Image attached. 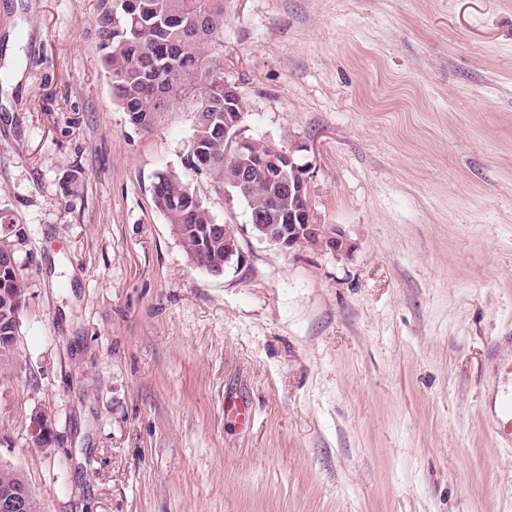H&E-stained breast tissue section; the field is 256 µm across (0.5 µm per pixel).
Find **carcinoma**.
Listing matches in <instances>:
<instances>
[{
  "instance_id": "cac0c4a2",
  "label": "carcinoma",
  "mask_w": 512,
  "mask_h": 512,
  "mask_svg": "<svg viewBox=\"0 0 512 512\" xmlns=\"http://www.w3.org/2000/svg\"><path fill=\"white\" fill-rule=\"evenodd\" d=\"M104 69L112 92L131 123L150 128L176 102L194 101L196 118L187 165L228 183L235 144L224 139V120L213 113L243 112L245 98L224 101L223 59L213 55L224 28V0H115L100 18ZM152 198L175 229L188 261L213 276L224 275V233L210 237L208 207L183 177L161 171ZM27 278L21 267L0 269V293L13 312L26 309ZM24 482L22 473L0 465V492Z\"/></svg>"
}]
</instances>
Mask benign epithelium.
<instances>
[{
	"mask_svg": "<svg viewBox=\"0 0 512 512\" xmlns=\"http://www.w3.org/2000/svg\"><path fill=\"white\" fill-rule=\"evenodd\" d=\"M243 118L242 112L224 113V134H232V138L237 141V154L250 155V160L236 169L232 182L245 196L252 191H260L262 186L253 177V172L259 170L268 178V191L274 195L273 209L251 215V228L255 236L288 252L315 242L337 254L350 251L351 244L348 240L338 232L329 231L325 225L314 223L312 213H288V198L303 194L304 188L308 186V164L299 162L295 150L286 146L270 154L253 155L255 140L240 136L239 125ZM275 219H282L288 225L279 235L271 236L267 233L266 225ZM235 233L236 228L233 225H224V241L227 246L224 264L230 267H239L246 262V255L241 250ZM28 244L29 240L19 230L18 225L0 226V259L16 262L15 254ZM0 512H28V495L25 490L16 488L1 493Z\"/></svg>",
	"mask_w": 512,
	"mask_h": 512,
	"instance_id": "obj_1",
	"label": "benign epithelium"
}]
</instances>
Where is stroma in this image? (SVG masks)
<instances>
[{
  "instance_id": "35a3bbf8",
  "label": "stroma",
  "mask_w": 512,
  "mask_h": 512,
  "mask_svg": "<svg viewBox=\"0 0 512 512\" xmlns=\"http://www.w3.org/2000/svg\"><path fill=\"white\" fill-rule=\"evenodd\" d=\"M113 5L0 0V210L35 230L0 463L45 512H512V0H224L241 132L298 147L343 255L259 241L185 166L190 102L130 123ZM166 169L245 265L189 263ZM494 422V433L499 439L512 444V395L499 402Z\"/></svg>"
}]
</instances>
